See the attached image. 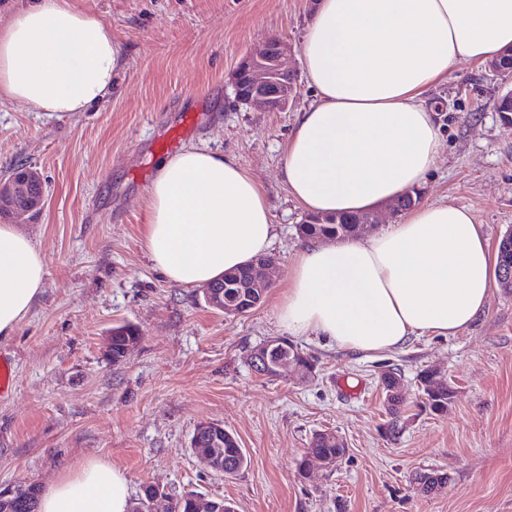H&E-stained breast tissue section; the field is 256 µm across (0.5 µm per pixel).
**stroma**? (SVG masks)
<instances>
[{"label": "stroma", "mask_w": 512, "mask_h": 512, "mask_svg": "<svg viewBox=\"0 0 512 512\" xmlns=\"http://www.w3.org/2000/svg\"><path fill=\"white\" fill-rule=\"evenodd\" d=\"M111 27L124 67L111 98L87 112L49 115L0 100V175L25 167L44 183L33 219L0 214L48 258L39 301L0 356L15 384L0 396V488H45L66 468L103 459L132 493L154 484L235 503L238 512H512V289L495 288L485 311L453 336H418L382 353H354L320 337L297 339L315 378L254 372L252 349L284 336L277 320L291 263L305 242V213L281 176L283 147L312 101L302 37L317 0H70ZM293 48L300 93L283 112L234 98L240 60L271 38ZM512 73L457 62L427 100L443 147L423 203L464 206L490 245L512 229V121L494 109ZM207 147L261 184L277 226L273 285L255 311L209 308L200 287L170 283L144 248L145 203L169 148ZM138 343L112 363L113 326ZM397 369L406 407L387 437L381 377ZM453 392L446 413L422 405L419 375ZM203 422L232 432L249 465L233 479L210 472L190 441ZM343 438L333 470L296 464L314 432ZM446 473L423 496L413 472Z\"/></svg>", "instance_id": "stroma-1"}]
</instances>
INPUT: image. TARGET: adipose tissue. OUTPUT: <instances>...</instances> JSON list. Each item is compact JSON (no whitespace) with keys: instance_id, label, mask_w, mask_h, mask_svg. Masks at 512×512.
I'll list each match as a JSON object with an SVG mask.
<instances>
[{"instance_id":"ef3b65f1","label":"adipose tissue","mask_w":512,"mask_h":512,"mask_svg":"<svg viewBox=\"0 0 512 512\" xmlns=\"http://www.w3.org/2000/svg\"><path fill=\"white\" fill-rule=\"evenodd\" d=\"M512 46V0H319L302 55L315 101L284 148L283 175L312 214L371 211L426 180L441 130L423 95L462 60ZM120 45L69 0H21L0 27V99L49 114L112 95ZM145 250L171 283L201 286L266 254L276 226L257 181L222 153L187 147L162 159L146 199ZM496 258L471 210L422 203L366 241L297 253L277 308L293 336L375 353L413 336H453L484 312ZM47 259L0 225V336L39 300ZM129 481L106 460L65 470L39 512H127Z\"/></svg>"}]
</instances>
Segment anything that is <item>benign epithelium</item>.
<instances>
[{"label":"benign epithelium","mask_w":512,"mask_h":512,"mask_svg":"<svg viewBox=\"0 0 512 512\" xmlns=\"http://www.w3.org/2000/svg\"><path fill=\"white\" fill-rule=\"evenodd\" d=\"M290 56L291 47L287 42L279 38H271L262 50L244 57L236 68L233 82L237 102L264 112L287 110L298 94L296 75ZM3 187L16 195L18 215L21 217L27 213L37 214L45 204L42 187L30 182L28 170L11 174L6 183L0 181V189ZM250 265L253 279L251 287H270L266 271L272 265V261L257 257L250 261ZM204 297L210 308L231 315L246 314L259 305V301L255 300L253 295L226 302L222 294H216L208 288L204 290ZM281 342L282 339L279 337L267 340L250 353V364L264 373L271 372L277 377L287 370L301 374L300 368L296 367L293 359L283 352ZM208 430H210L208 424L199 426L192 447L197 449L210 470L216 473L220 467V459L200 446V432ZM195 503V512H236L234 504L222 502L218 498L205 499L197 495ZM0 506L6 510L12 507L17 512L22 509L27 512L32 510L31 501L17 486L0 488Z\"/></svg>","instance_id":"7a95c632"}]
</instances>
